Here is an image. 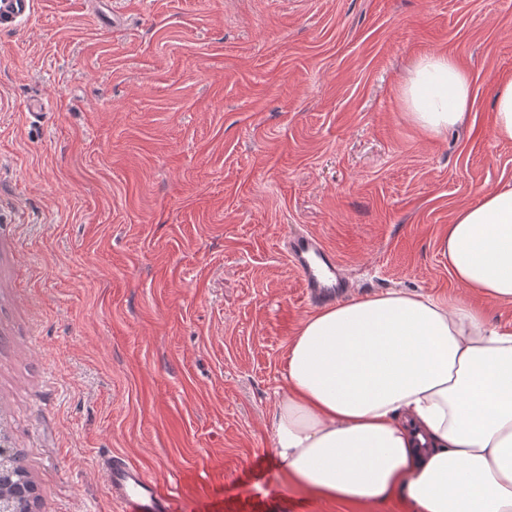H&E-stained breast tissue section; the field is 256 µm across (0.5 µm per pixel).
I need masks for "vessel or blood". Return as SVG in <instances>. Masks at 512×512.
<instances>
[{"label": "vessel or blood", "mask_w": 512, "mask_h": 512, "mask_svg": "<svg viewBox=\"0 0 512 512\" xmlns=\"http://www.w3.org/2000/svg\"><path fill=\"white\" fill-rule=\"evenodd\" d=\"M289 260L300 270L303 299L313 304L328 302L346 287L335 254L318 239L302 234L286 247ZM107 485L118 502V512H175L171 495L142 468L121 456L106 457L102 463Z\"/></svg>", "instance_id": "vessel-or-blood-1"}]
</instances>
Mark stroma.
<instances>
[{"label": "stroma", "mask_w": 512, "mask_h": 512, "mask_svg": "<svg viewBox=\"0 0 512 512\" xmlns=\"http://www.w3.org/2000/svg\"><path fill=\"white\" fill-rule=\"evenodd\" d=\"M0 22V431L33 512H116L121 454L176 512H407L309 496L273 460L313 312L283 235L352 286L465 297L454 212L512 184L493 131L512 0H30ZM471 80L439 137L399 88ZM400 94L416 126L434 136L464 124L473 105L468 74L447 54L420 58Z\"/></svg>", "instance_id": "stroma-1"}]
</instances>
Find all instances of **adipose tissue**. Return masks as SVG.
<instances>
[{"instance_id":"ef3b65f1","label":"adipose tissue","mask_w":512,"mask_h":512,"mask_svg":"<svg viewBox=\"0 0 512 512\" xmlns=\"http://www.w3.org/2000/svg\"><path fill=\"white\" fill-rule=\"evenodd\" d=\"M400 94L434 136L473 105L468 74L446 54L420 58ZM441 251L470 299L389 290L323 307L290 340L271 435L308 494L512 512V327L490 325L471 301L512 303V185L458 209Z\"/></svg>"}]
</instances>
